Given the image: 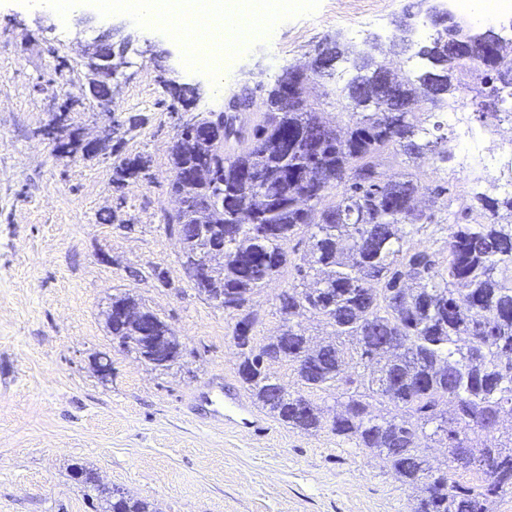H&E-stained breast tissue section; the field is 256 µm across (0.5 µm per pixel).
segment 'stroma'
<instances>
[{
    "instance_id": "35a3bbf8",
    "label": "stroma",
    "mask_w": 512,
    "mask_h": 512,
    "mask_svg": "<svg viewBox=\"0 0 512 512\" xmlns=\"http://www.w3.org/2000/svg\"><path fill=\"white\" fill-rule=\"evenodd\" d=\"M412 2L355 0L342 14L336 0H300L270 15L274 35L225 67L218 90L188 67L166 26L122 13L103 20L94 0H74L63 23L24 0H0V512H92L72 473L78 465L160 512H410L414 488L330 433L305 434L268 415L260 435L198 418L192 396L203 385L245 391L238 314L194 289L163 215L174 207L169 152L184 123L223 111L245 87L263 110L286 69L357 24L359 47L388 40ZM109 22L134 39L105 106L82 94L79 46ZM176 84L195 90L186 106L173 104ZM62 112L82 139L109 136L106 155L88 158L44 137ZM137 155L149 169L115 184L114 165ZM380 162L397 179L457 192L464 182L454 158ZM294 282L287 268L253 295L257 343L279 334L277 297ZM120 292L180 337L183 355L170 368L120 349L106 329L101 312ZM99 355L112 359L109 377L93 366Z\"/></svg>"
}]
</instances>
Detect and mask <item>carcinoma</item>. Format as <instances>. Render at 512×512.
Listing matches in <instances>:
<instances>
[{"instance_id":"1","label":"carcinoma","mask_w":512,"mask_h":512,"mask_svg":"<svg viewBox=\"0 0 512 512\" xmlns=\"http://www.w3.org/2000/svg\"><path fill=\"white\" fill-rule=\"evenodd\" d=\"M477 35L453 53L448 29L436 30L417 51L429 69L415 80L390 83L385 61L354 55V76L335 91L336 104L350 110L343 129L307 103L306 87L288 92L286 72L246 129L227 114L221 129L208 120L187 123L170 152L168 187L184 202L164 224L184 234L182 264H210L208 293L238 310L286 267L299 280L278 296L288 326L268 343L253 345V313L237 321L242 384L289 427L328 430L382 458L400 484L426 488L411 512H495L512 494V222L501 223L499 212L512 216V195L448 198V237L436 252L401 231L435 223L434 212L415 207L421 186L408 176L389 178L379 163L387 150L448 160V137H421L426 118L417 108L464 94V77L475 72L482 88L471 105L480 118L500 120L482 102H499L512 89L501 77L506 43L490 29ZM232 141L245 149L236 151ZM147 163L142 156L123 161L115 179ZM201 167L224 182L223 207L211 203V182L179 178ZM337 186L341 198L323 204ZM244 209L253 223L239 222ZM305 229L309 249L295 259L287 244ZM306 312L330 328L326 339L316 342L293 323ZM104 322L141 359V326L170 335L167 323L127 292L112 296V318ZM279 360L294 367L299 391H286L269 372ZM370 364L371 371L359 370ZM333 391L336 409L327 419L311 395ZM433 442L448 448L443 468L425 454ZM74 474L93 491L95 512H159L145 500L112 498L90 468L77 466Z\"/></svg>"}]
</instances>
